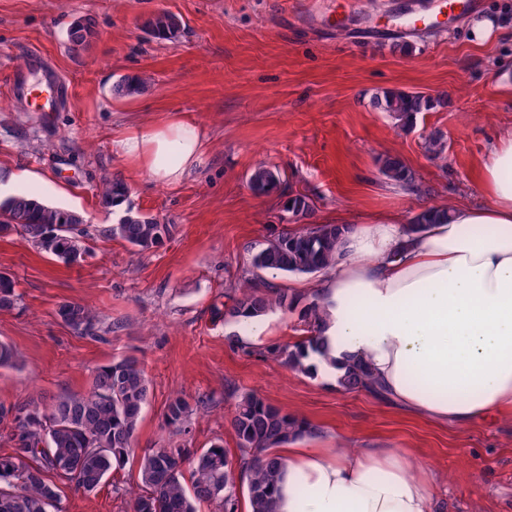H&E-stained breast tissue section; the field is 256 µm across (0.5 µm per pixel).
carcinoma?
Here are the masks:
<instances>
[{
	"label": "carcinoma",
	"mask_w": 512,
	"mask_h": 512,
	"mask_svg": "<svg viewBox=\"0 0 512 512\" xmlns=\"http://www.w3.org/2000/svg\"><path fill=\"white\" fill-rule=\"evenodd\" d=\"M152 36H175L179 20L169 13H158L143 23ZM95 37L94 26L83 20L68 30L71 49L87 48ZM145 79L126 76L115 86L117 93L132 96L140 92ZM444 103V97L386 89L372 97V106L395 116L401 126L413 124L416 114ZM380 171L394 184L419 190L415 177L402 160L387 155L380 159ZM250 189L268 195L280 189L278 171L260 166L250 174ZM129 188L115 179L104 184L102 195L113 207L117 200H127ZM284 212L296 220L314 211V202L304 194H291ZM446 208H428L418 213L412 230L419 231L438 219H448ZM347 224L311 223L296 231L281 232L267 240L250 262L253 269L279 274L312 275L328 271ZM19 232L39 249L67 264H74L85 254L81 239L88 230L80 227L71 211L43 203L32 194H20L0 202V233ZM172 233V225L133 210L120 212L109 234L139 251L161 246ZM244 288L224 306V316L235 319H260L276 306L290 307L300 297H288L281 288L251 286L244 278ZM15 282L0 274V310L16 306ZM61 320L81 335L95 333L96 315L87 305L64 302L59 306ZM303 331L319 326L316 303H306L301 310ZM272 353L284 363L303 371L304 353L295 344L278 347ZM371 387L368 372L359 365L348 368L340 380L346 392H360ZM150 399V386L139 361L125 358L102 366L93 375L89 391L63 394L40 407L34 401L25 404L0 403V425L6 438L17 445L13 454L0 455V512H48L58 498L55 481L69 483L86 492L96 490L109 474L126 463L141 413ZM184 398L169 401L166 418L180 429L192 414ZM238 439L239 455L229 458L224 447L213 445L195 452L187 448H150L139 460L137 490L117 484L112 492L128 496L132 512H197V505L209 503L217 512H238V490L244 486L252 512H274L272 508L277 472L282 467L278 448L290 439L310 431L309 425L294 416L247 393L235 404L231 418Z\"/></svg>",
	"instance_id": "carcinoma-1"
}]
</instances>
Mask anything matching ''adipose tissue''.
<instances>
[{
    "label": "adipose tissue",
    "mask_w": 512,
    "mask_h": 512,
    "mask_svg": "<svg viewBox=\"0 0 512 512\" xmlns=\"http://www.w3.org/2000/svg\"><path fill=\"white\" fill-rule=\"evenodd\" d=\"M194 120L132 126L117 150L156 184L204 163ZM480 206L414 232L395 216L352 225L342 257L314 287L325 326L305 360L339 383L368 369L377 395L440 425L512 419V131L481 163ZM274 512H432L435 476L403 448L283 449Z\"/></svg>",
    "instance_id": "obj_1"
}]
</instances>
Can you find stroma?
<instances>
[{"label":"stroma","mask_w":512,"mask_h":512,"mask_svg":"<svg viewBox=\"0 0 512 512\" xmlns=\"http://www.w3.org/2000/svg\"><path fill=\"white\" fill-rule=\"evenodd\" d=\"M315 2L293 14L289 0H0V99L9 103L0 110V167L38 174L26 191L75 212L89 230L72 265L24 236L0 235V272L19 296L0 311V341L17 354L0 367V402L85 392L97 368L126 357L142 363L151 389L125 468L92 492L60 485L59 512H129L112 486L136 480L148 448L220 444L237 456L230 420L244 393L304 419L305 446L408 449L415 467L437 476L435 512H512V420L437 425L282 364L269 349L294 343L300 307L273 308L267 335L254 340L224 316L252 255L289 228L284 191L308 195L318 224L389 214L407 224L430 207L482 205L479 163L512 130V88L500 84L512 70V0H483L443 32L399 25L408 11L439 13L443 0ZM162 12L181 22L173 38L143 28ZM84 19L97 35L71 51L67 31ZM484 19L496 34L479 43L471 24ZM35 49L69 85L61 111H33L8 89ZM135 74L146 79L142 92L117 94V81ZM385 88L450 102L404 129L370 104ZM177 113L204 128L207 156L181 184L158 186L115 142L127 126ZM435 131L445 142L437 158L426 148ZM387 155L421 192L381 173ZM260 165L279 171L283 193L252 192ZM112 178L127 184L134 209L172 225L162 246L140 252L108 235L115 216L99 190ZM67 301L95 310V335L63 323ZM177 396L205 402L182 434L165 422Z\"/></svg>","instance_id":"1"}]
</instances>
